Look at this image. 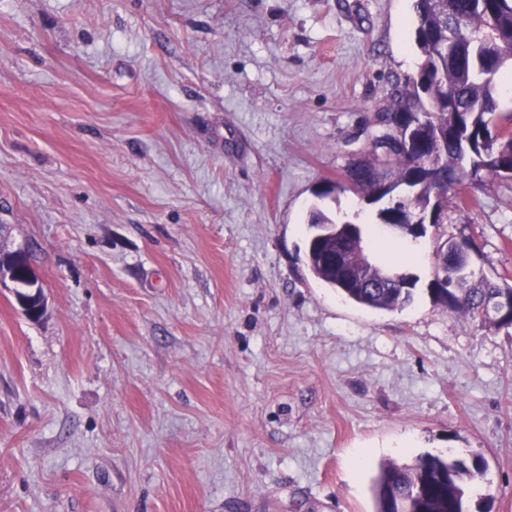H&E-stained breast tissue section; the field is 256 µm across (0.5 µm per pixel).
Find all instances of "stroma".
<instances>
[{"label":"stroma","instance_id":"obj_1","mask_svg":"<svg viewBox=\"0 0 512 512\" xmlns=\"http://www.w3.org/2000/svg\"><path fill=\"white\" fill-rule=\"evenodd\" d=\"M414 0H0V512H374L388 460L482 458L512 512V337L428 285L443 239L512 283V178L404 240L413 302L315 278L309 213L417 71ZM12 283H16V278L25 277L28 281H36L32 286L33 291L29 292L30 298L20 297L15 293V298L19 308L26 313H40L44 311L45 302L44 295L39 280L30 262L28 252L23 250L15 251L9 258L8 263L1 266L0 261V285H2L5 277ZM35 304L34 308L32 305Z\"/></svg>","mask_w":512,"mask_h":512}]
</instances>
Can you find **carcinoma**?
<instances>
[{
    "instance_id": "carcinoma-1",
    "label": "carcinoma",
    "mask_w": 512,
    "mask_h": 512,
    "mask_svg": "<svg viewBox=\"0 0 512 512\" xmlns=\"http://www.w3.org/2000/svg\"><path fill=\"white\" fill-rule=\"evenodd\" d=\"M416 73L405 79L391 108V119L368 133V145L349 154L343 180L319 188L317 195L349 191L369 201H398L377 212L382 224H393L404 237L405 226L429 207L448 216V207H461L460 196L448 193L482 175H499L512 165V128L500 141L485 144L484 133L500 112L499 84L484 73L502 76L512 70V0H416ZM456 40L448 41V33ZM426 157L431 168L418 159ZM305 257L314 276L347 299L372 309L394 311L411 303L417 278L390 271L371 261L356 243L362 229L337 223L314 211ZM448 255L436 254L445 273L451 299L448 312L498 330L512 329L490 315V300L512 295V284L476 279L456 266L458 244L477 249L474 238L446 240ZM345 252L344 265L330 257L333 247ZM483 472V461L425 454L411 464L388 462L374 480L375 512H461L467 483Z\"/></svg>"
}]
</instances>
